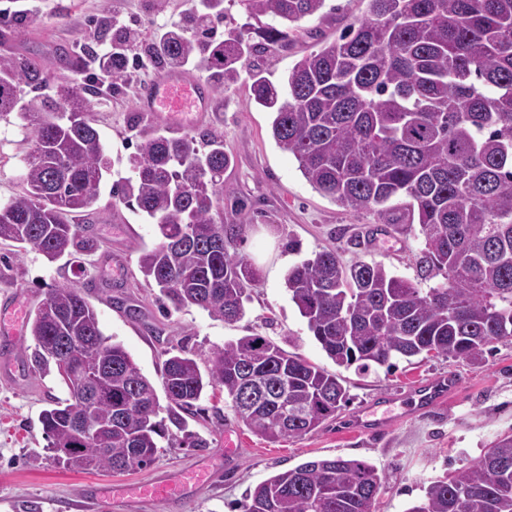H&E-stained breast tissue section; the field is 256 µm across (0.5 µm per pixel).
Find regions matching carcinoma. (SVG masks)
<instances>
[{
    "instance_id": "cac0c4a2",
    "label": "carcinoma",
    "mask_w": 512,
    "mask_h": 512,
    "mask_svg": "<svg viewBox=\"0 0 512 512\" xmlns=\"http://www.w3.org/2000/svg\"><path fill=\"white\" fill-rule=\"evenodd\" d=\"M250 18L274 24L233 29L210 24L224 0H199L160 35L161 65L194 64L217 92L239 78L252 36L288 40V28L317 14L324 0H237ZM401 6L404 20L394 22ZM112 80L123 79L137 35L112 22ZM255 104L272 113L271 134L320 194L349 211L373 210L382 224L420 226L418 260L442 282L420 288L381 262L344 265L321 251L289 269L286 288L315 340L336 365L392 367L394 359L476 360L512 339V0H369V13L338 39L302 57L276 84L250 74ZM48 78L33 55L0 57V119L17 114L31 143L20 191L0 202V243L30 247L48 261L93 248L87 219L110 159L87 99ZM133 176L112 196L157 226L159 243L139 257L145 279L174 308L213 318L245 313L257 270L232 251L240 225L216 220L229 157L209 132L142 130L130 156ZM42 373L56 370L68 398L40 416L48 449L67 468H145L166 436L154 385L122 345L102 332L76 281L56 283L29 316ZM98 394L102 429L74 433L76 373ZM173 408L193 410L221 386L254 433L275 442L301 437L336 416L348 400L343 379L257 333L224 343L206 370L179 349L163 363ZM62 448H76L62 457ZM383 475L357 459H318L280 472L249 492L241 512H373ZM406 512H512V435L473 462L431 482Z\"/></svg>"
}]
</instances>
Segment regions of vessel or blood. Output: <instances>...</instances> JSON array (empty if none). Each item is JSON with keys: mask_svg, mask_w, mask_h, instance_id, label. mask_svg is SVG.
Returning <instances> with one entry per match:
<instances>
[{"mask_svg": "<svg viewBox=\"0 0 512 512\" xmlns=\"http://www.w3.org/2000/svg\"><path fill=\"white\" fill-rule=\"evenodd\" d=\"M138 110L155 125L179 131L189 120L202 119L208 110V88L191 72L173 69L143 85L138 95ZM22 309L18 302L0 304V339L11 341L22 333ZM453 385L452 380H438L413 396L414 401L428 408L443 403Z\"/></svg>", "mask_w": 512, "mask_h": 512, "instance_id": "1", "label": "vessel or blood"}]
</instances>
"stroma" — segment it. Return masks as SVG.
<instances>
[{"mask_svg":"<svg viewBox=\"0 0 512 512\" xmlns=\"http://www.w3.org/2000/svg\"><path fill=\"white\" fill-rule=\"evenodd\" d=\"M19 2L34 22L24 28L0 25V56L37 55L55 86L83 87V75L66 67V57L110 46L111 37L97 27V19L111 15L139 32L143 65L118 84L101 78L99 93L89 97L95 127L114 163L110 180L130 176L128 159L140 129L148 125L137 110L138 89L160 74L152 63L153 35L178 22L198 0ZM367 9L368 0H326L317 15L299 22L287 44L260 45L245 56L238 64V81L214 94L205 120L187 128L191 134L215 133L231 157L219 188L220 220L243 225L239 250L258 271L240 320L216 319L196 307L163 308L158 289L138 267L141 253L159 242L157 227L106 188L89 228L95 247L79 255L77 264L64 258L51 263L33 249L0 244V255L10 256L9 270L0 274V300H18L29 311L51 285L80 280L104 334L124 346L154 386L162 384L168 350H189L203 365L225 341L257 333L338 373L348 392L346 406L306 435L271 442L239 420L217 386L205 392L195 412L184 414V427L169 426L151 466L123 472L70 470L48 450L39 422L53 400L66 398L67 389L56 373L34 369L35 344L26 333L12 346L20 373L0 377V512H240L247 489L303 462L336 456L367 461L383 472L375 512H406L431 480L463 467L497 437L512 435V340L496 343L475 362L414 357L363 374L337 367L326 355L286 289L289 269L323 250L335 251L346 264L383 263L423 288L437 284L419 269L424 247L419 225L383 226L373 211L351 212L319 194L295 158L272 138L271 114L250 100L253 69L272 81L285 80L302 56L336 40ZM29 148L17 116L0 120V200L19 192L21 160ZM448 376L458 386L444 405L407 410L414 387ZM388 401L399 420L372 434L353 429V417L364 405ZM229 427L239 441L234 453L224 446ZM188 433L199 436L202 447L183 445ZM182 476L188 482L178 497L139 500L142 485Z\"/></svg>","mask_w":512,"mask_h":512,"instance_id":"stroma-1","label":"stroma"}]
</instances>
